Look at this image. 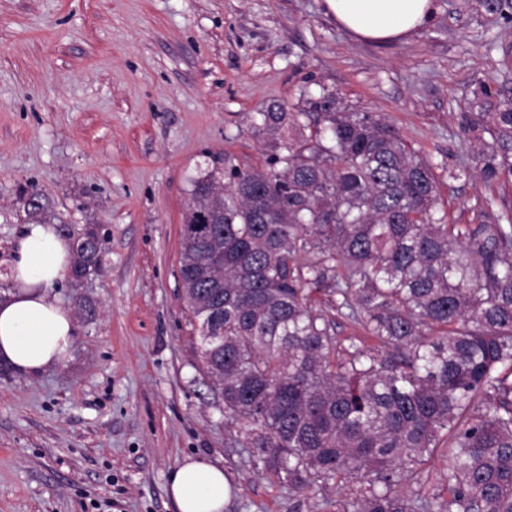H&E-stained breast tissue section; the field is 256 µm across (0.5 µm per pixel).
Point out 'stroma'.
I'll return each instance as SVG.
<instances>
[{
	"instance_id": "35a3bbf8",
	"label": "stroma",
	"mask_w": 512,
	"mask_h": 512,
	"mask_svg": "<svg viewBox=\"0 0 512 512\" xmlns=\"http://www.w3.org/2000/svg\"><path fill=\"white\" fill-rule=\"evenodd\" d=\"M434 3L427 26L379 44L324 0H0V290L25 191L103 239L95 272L50 290L96 309L67 355L0 369V512H176L167 481L187 456L223 467L224 512H339L358 494L294 495L236 447L179 296L180 226L200 168L227 153L264 166L259 109L323 88L388 118L459 223L486 207L512 220V182L485 185L463 134L480 82L512 94V22Z\"/></svg>"
}]
</instances>
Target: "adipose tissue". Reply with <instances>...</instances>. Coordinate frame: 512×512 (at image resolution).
<instances>
[{
  "label": "adipose tissue",
  "instance_id": "ef3b65f1",
  "mask_svg": "<svg viewBox=\"0 0 512 512\" xmlns=\"http://www.w3.org/2000/svg\"><path fill=\"white\" fill-rule=\"evenodd\" d=\"M337 24L356 38L390 42L420 30L434 0H325ZM72 251L50 224H26L16 240L0 293V361L34 375L59 362L73 344L72 314L49 294L64 280ZM178 512H224L230 481L222 467L186 457L168 477Z\"/></svg>",
  "mask_w": 512,
  "mask_h": 512
}]
</instances>
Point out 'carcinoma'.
Returning a JSON list of instances; mask_svg holds the SVG:
<instances>
[{"label":"carcinoma","instance_id":"1","mask_svg":"<svg viewBox=\"0 0 512 512\" xmlns=\"http://www.w3.org/2000/svg\"><path fill=\"white\" fill-rule=\"evenodd\" d=\"M471 2L512 21V0ZM489 96L473 91L467 126L487 184L512 178V97L485 112ZM255 131L265 167L226 154L191 181L184 223L212 207L221 220L182 236L179 266L240 447L295 494L364 484L342 512H512V224L453 221L433 165L326 88L299 112L262 110ZM24 210L54 223L43 200ZM101 250L82 231L69 279ZM322 291L375 347L340 343L315 309ZM437 451L448 495L405 491Z\"/></svg>","mask_w":512,"mask_h":512}]
</instances>
